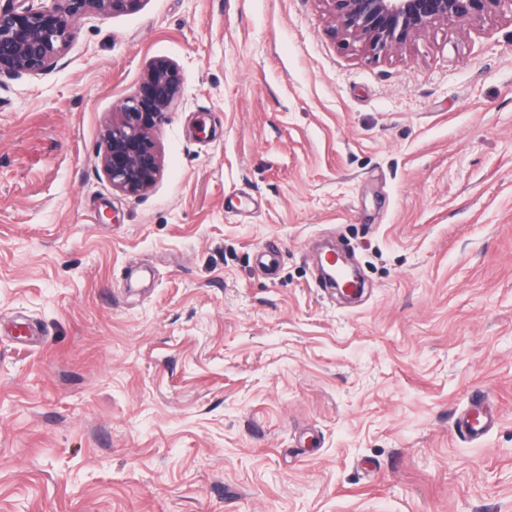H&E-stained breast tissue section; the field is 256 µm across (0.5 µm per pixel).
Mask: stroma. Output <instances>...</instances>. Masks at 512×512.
<instances>
[{
    "mask_svg": "<svg viewBox=\"0 0 512 512\" xmlns=\"http://www.w3.org/2000/svg\"><path fill=\"white\" fill-rule=\"evenodd\" d=\"M69 24L0 77V512H512V12L377 58L326 0ZM157 58L181 96L127 196L101 133ZM494 423L495 419L490 411L476 410L462 416L458 424L460 430L466 435L473 439H479L493 427Z\"/></svg>",
    "mask_w": 512,
    "mask_h": 512,
    "instance_id": "1",
    "label": "stroma"
}]
</instances>
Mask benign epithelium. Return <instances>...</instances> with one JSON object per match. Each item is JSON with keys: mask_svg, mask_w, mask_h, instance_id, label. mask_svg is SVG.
<instances>
[{"mask_svg": "<svg viewBox=\"0 0 512 512\" xmlns=\"http://www.w3.org/2000/svg\"><path fill=\"white\" fill-rule=\"evenodd\" d=\"M9 0L0 7V75L38 74L54 65L71 38L69 19L94 9L102 14L128 11L140 0ZM337 32L377 55L401 49L428 27L512 11V0H325ZM178 65L152 61L121 112L103 130L101 164L112 189L139 197L155 185L162 167L153 132L180 97Z\"/></svg>", "mask_w": 512, "mask_h": 512, "instance_id": "benign-epithelium-1", "label": "benign epithelium"}]
</instances>
